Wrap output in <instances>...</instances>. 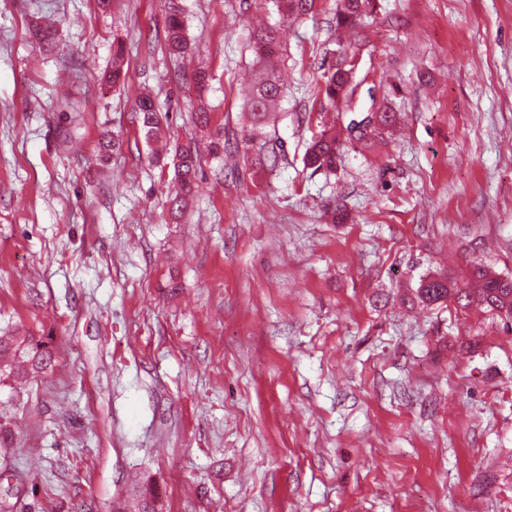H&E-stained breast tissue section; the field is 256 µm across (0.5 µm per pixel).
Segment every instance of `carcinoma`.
<instances>
[{
	"label": "carcinoma",
	"instance_id": "cac0c4a2",
	"mask_svg": "<svg viewBox=\"0 0 512 512\" xmlns=\"http://www.w3.org/2000/svg\"><path fill=\"white\" fill-rule=\"evenodd\" d=\"M276 7L281 19H298L307 15L314 0H269ZM373 0H337V26L355 27L372 11ZM167 46L175 54L187 51L188 39L177 0H168L166 18ZM255 54V76L244 104V109L254 117H262L275 111L283 101L284 85L279 77V69L286 60L281 51L280 27L261 28L251 37ZM356 53L343 44H338V56L323 75L320 94L323 96V108L337 113L349 105L353 99L357 83L354 65L349 60ZM125 45L116 39L112 43V70L108 80L114 84L127 80L124 69ZM135 112L146 140H155L163 134V118L155 100L149 95L140 96L135 102ZM377 124L370 133L354 137L351 128L360 123L352 118L336 130L324 129L311 141L304 155L305 165L315 171L333 170L340 154L342 141L368 142L382 136L383 131L399 121V113L383 107L374 113ZM174 180L179 185L175 195L167 199L169 211L174 217H180L192 197L199 165V152L194 141L178 146L172 156ZM414 298L426 305H442L447 302L465 309L478 304L503 320L512 322V277H504L484 264L481 260L470 262L466 277L456 278L444 273L427 274L421 277L413 288ZM53 338L30 336L17 332L13 336H0V383L6 380H23L27 376L44 372L54 365L52 352Z\"/></svg>",
	"mask_w": 512,
	"mask_h": 512
}]
</instances>
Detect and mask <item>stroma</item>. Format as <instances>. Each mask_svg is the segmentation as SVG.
<instances>
[{
	"mask_svg": "<svg viewBox=\"0 0 512 512\" xmlns=\"http://www.w3.org/2000/svg\"><path fill=\"white\" fill-rule=\"evenodd\" d=\"M181 3L184 56L166 0H0V335L20 323L55 348L47 374L0 384V512H137L144 489L156 512H512V329L400 301L476 258L512 276V0H375L349 33L354 110L401 118L332 172L303 155L337 119L318 93L334 0L289 22L288 98L258 136L248 44L278 14ZM144 91L168 148H200L177 220ZM106 129L120 146L104 163ZM250 136L275 167L237 152ZM177 0L168 1V15L166 18V42L167 46L174 54L181 55L187 51L188 39L186 36V27L182 17V10L176 4ZM125 45L115 39L112 43V70L108 73V81L112 84L124 83L127 80V70L124 69ZM135 112L147 142L163 134V118L155 100L149 95L140 96L135 102Z\"/></svg>",
	"mask_w": 512,
	"mask_h": 512,
	"instance_id": "1",
	"label": "stroma"
}]
</instances>
